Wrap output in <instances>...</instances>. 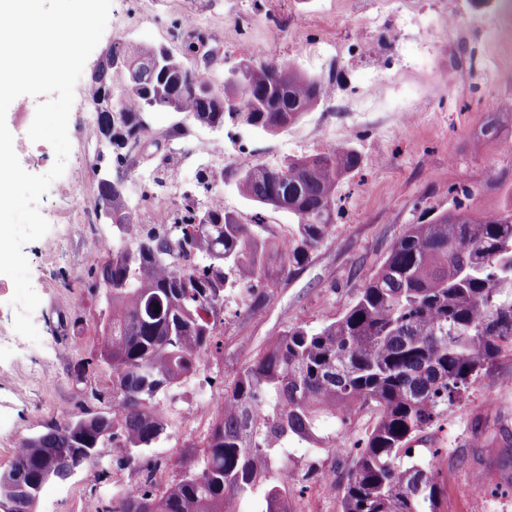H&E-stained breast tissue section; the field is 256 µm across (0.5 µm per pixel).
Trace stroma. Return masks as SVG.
Returning a JSON list of instances; mask_svg holds the SVG:
<instances>
[{"label": "stroma", "instance_id": "1", "mask_svg": "<svg viewBox=\"0 0 512 512\" xmlns=\"http://www.w3.org/2000/svg\"><path fill=\"white\" fill-rule=\"evenodd\" d=\"M189 17L207 36L215 77L242 62L286 61L330 79V100L275 135L190 123L174 142L165 133L177 114L154 113L151 128L164 152L174 154L180 144L197 149L177 170L161 169L155 155L120 163L110 154L96 175L89 164L96 137L72 140L64 174L38 205L44 218L94 201L103 175L123 182L127 201L147 224L159 198L196 189L205 165L217 174L212 192L226 211L245 224L262 214L265 223L285 231L294 222L287 211L256 210L238 194L235 164H276L348 143L363 167L340 189L341 210L329 239L303 269L270 282L259 311L241 312L240 295L227 292L224 321L216 328L219 351L203 355L197 374L170 389L157 408L166 436L152 450L159 461L153 474L119 464L118 449L103 448L92 466L48 484L36 512H97L148 476L165 489L178 478L168 458L184 442L203 444L225 386L270 337L295 323L317 327L336 318L407 225L427 223L452 206L454 188L469 187V205L482 213L496 211L512 188V16L497 0H113L104 34L75 85L70 126L82 125L93 110L91 74L105 51L124 43L177 48L173 33ZM99 241L112 246L120 238L112 225L93 218L67 234L52 223L23 248L40 297L35 326L47 348L25 353L0 347V472L59 409L79 417L103 408L82 402L69 378L83 363L87 389L111 387L106 365L93 362L105 300L92 287L86 254ZM186 410L196 413V422H184ZM441 425L413 443L411 458L420 461L431 447L441 448L442 512H512V356L449 406ZM284 463L295 475L282 488L292 512H341L337 480L344 471L334 450L297 444ZM329 471L336 482L322 483Z\"/></svg>", "mask_w": 512, "mask_h": 512}]
</instances>
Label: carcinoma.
<instances>
[{"mask_svg": "<svg viewBox=\"0 0 512 512\" xmlns=\"http://www.w3.org/2000/svg\"><path fill=\"white\" fill-rule=\"evenodd\" d=\"M160 52L151 44L112 49L130 60L122 102L133 119L129 130L156 150L161 143L140 121L149 113H194L219 128L229 120L274 135L331 98L325 79L260 61L236 66L244 89L225 71L224 102H206L202 87L213 77L198 65L193 38ZM360 163L345 144L236 168L242 198L296 218L286 245L261 213L243 224L219 201L186 223L141 224L130 237L137 211L100 180L94 208L112 210L124 240L94 265V287L112 285L97 357L111 370L112 402L84 418L65 414L23 440L0 472V512H24L11 504L14 485L24 483L38 499L48 483L71 476L74 456L89 450L88 465L110 445L125 449L123 463L152 472L144 453L165 436L159 397L194 374L203 354L220 349L214 320L224 312L226 290L238 289L255 312L274 274L302 269L330 236L340 187ZM455 192L453 207L407 226L335 320L318 328L292 324L245 361L202 453L188 448L172 462L175 483L156 492L148 476L138 492L101 512H234L236 499L253 494L263 498V512H290L271 480L281 479V454L294 442L346 456L341 512H441V449L413 462L411 443L512 354V196L495 212L477 213L467 204L469 188ZM369 406L377 420L354 439L353 417ZM326 420L336 426L331 437L320 434Z\"/></svg>", "mask_w": 512, "mask_h": 512, "instance_id": "obj_1", "label": "carcinoma"}]
</instances>
